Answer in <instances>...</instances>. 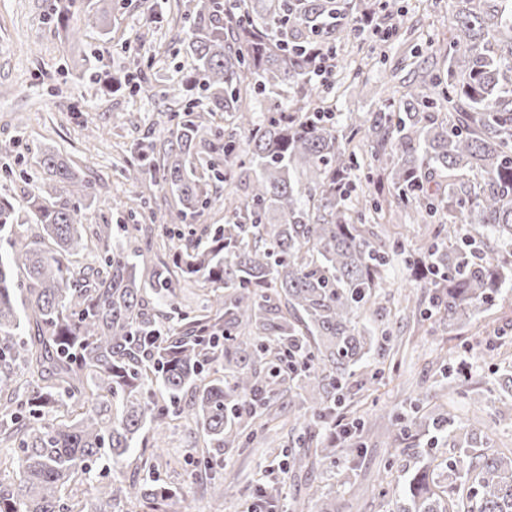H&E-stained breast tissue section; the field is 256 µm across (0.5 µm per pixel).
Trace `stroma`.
<instances>
[{
	"label": "stroma",
	"instance_id": "1",
	"mask_svg": "<svg viewBox=\"0 0 512 512\" xmlns=\"http://www.w3.org/2000/svg\"><path fill=\"white\" fill-rule=\"evenodd\" d=\"M58 2L0 0V198L17 204L46 186L40 161L43 153L53 152L66 157L78 177L97 189L96 206L84 214L86 227L128 223L126 203L137 196L146 202L140 223L154 218L171 230L181 229L171 194L148 179L130 183L123 170L136 159L133 143L149 134L158 141L165 137L152 124L170 105L164 95L168 84L190 69L188 22L176 0H112L110 33L104 37L85 26L89 0H73L69 23L85 27L86 35L68 40L50 22ZM452 10V0H396L395 13L381 19L382 28L392 33L388 41L368 33L337 41L326 95L337 125L377 112L394 77L410 81L421 69L433 68L431 46L448 41ZM136 70L146 75L138 89L107 87L108 78ZM116 112L124 114V126L113 127ZM404 223L409 226L406 251L390 262L392 300L378 317L380 325L391 328L396 351L385 363L372 361L356 370L342 396L348 414H373L377 422L366 446L354 451L353 462L340 459L331 465L313 457L307 469L284 474L282 512H289L293 501L312 503L325 493L335 496L338 512H388V489L402 486L419 458L387 447L386 433L396 417L412 415L418 406L430 410L444 404L457 421L487 428L494 448L512 449V418L494 414L503 396L500 383L512 373V291L503 290L463 322L430 319L403 326L393 299L408 283L406 260L420 246L421 230L409 224L402 210L376 228L387 238ZM463 364L470 386L483 394L482 403L439 397L441 386ZM201 443L191 426L169 431L166 439L160 472L186 495L177 505L179 512H214L197 492L196 448ZM268 464L259 445L225 449L221 468L236 481L225 490L224 512H245Z\"/></svg>",
	"mask_w": 512,
	"mask_h": 512
}]
</instances>
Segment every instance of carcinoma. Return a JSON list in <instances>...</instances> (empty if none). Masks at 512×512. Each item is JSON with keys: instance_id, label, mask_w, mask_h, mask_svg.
<instances>
[{"instance_id": "obj_1", "label": "carcinoma", "mask_w": 512, "mask_h": 512, "mask_svg": "<svg viewBox=\"0 0 512 512\" xmlns=\"http://www.w3.org/2000/svg\"><path fill=\"white\" fill-rule=\"evenodd\" d=\"M450 38L438 49L446 76L424 72L385 99L370 122L354 124L373 142L368 184L356 192V152L340 141L319 102L302 48L329 47L354 32L352 3L339 0H186L192 72L167 95H198L160 114L161 146L138 142L142 162L123 170L140 181L160 175L181 218L223 205L238 211L205 246L152 254L149 224L117 233L99 225L101 268L75 271L89 244L83 204L95 197L55 154L41 167L52 185L23 209L40 228L14 230L17 213L0 200V512H169L178 488L160 477L157 458L173 421L201 430L198 462L247 448L279 417L285 394L306 408L303 444L336 462V394L355 368L390 356V333L357 327L379 313L386 267L404 234L377 238L370 215L383 206L411 210L428 240L414 255L424 298L405 295L408 313L462 321L512 289V0H455ZM293 94L257 122L251 93ZM224 113L229 127L214 126ZM243 186L244 205L217 185ZM492 235V256L477 240ZM212 296L199 308L178 301L180 282ZM231 289L221 295L220 289ZM30 312L22 315L18 298ZM153 430V439L145 432ZM444 408L426 411L389 434L399 448L423 435L453 441L462 454L455 484L435 479L422 459L393 492L392 512H512V450L486 436H460ZM268 456L302 469L306 456L267 435ZM133 459L131 481L99 472ZM227 477L199 488L219 507Z\"/></svg>"}]
</instances>
